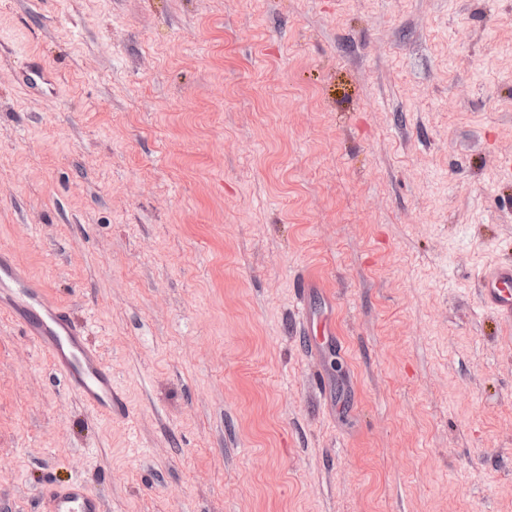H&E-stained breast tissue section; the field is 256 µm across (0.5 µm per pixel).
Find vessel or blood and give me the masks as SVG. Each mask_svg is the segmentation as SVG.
<instances>
[{
  "label": "vessel or blood",
  "mask_w": 512,
  "mask_h": 512,
  "mask_svg": "<svg viewBox=\"0 0 512 512\" xmlns=\"http://www.w3.org/2000/svg\"><path fill=\"white\" fill-rule=\"evenodd\" d=\"M478 299L502 321L512 323V263L486 268ZM0 313L21 326L44 351L65 386L105 418L124 414L112 391V369L91 343L85 325L47 289L32 279L5 250H0ZM38 512H102L101 503L84 483L42 487Z\"/></svg>",
  "instance_id": "obj_1"
}]
</instances>
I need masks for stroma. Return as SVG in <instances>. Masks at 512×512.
<instances>
[{
  "label": "stroma",
  "instance_id": "obj_1",
  "mask_svg": "<svg viewBox=\"0 0 512 512\" xmlns=\"http://www.w3.org/2000/svg\"><path fill=\"white\" fill-rule=\"evenodd\" d=\"M509 156L512 0H0V250L128 410L0 314V512H512ZM478 299L502 321L512 323V263L490 266L481 272ZM38 512H102V507L98 497L83 482L74 481L42 487Z\"/></svg>",
  "mask_w": 512,
  "mask_h": 512
}]
</instances>
